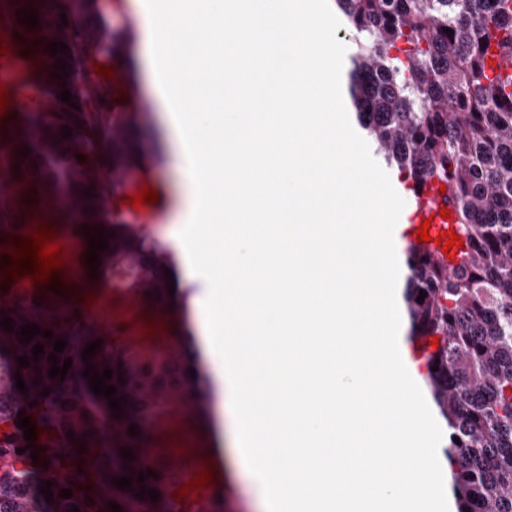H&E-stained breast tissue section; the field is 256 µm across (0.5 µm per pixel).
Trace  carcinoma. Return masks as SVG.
Wrapping results in <instances>:
<instances>
[{"instance_id":"cac0c4a2","label":"carcinoma","mask_w":512,"mask_h":512,"mask_svg":"<svg viewBox=\"0 0 512 512\" xmlns=\"http://www.w3.org/2000/svg\"><path fill=\"white\" fill-rule=\"evenodd\" d=\"M335 2L344 26L363 37L347 70L360 128L415 206L422 205L426 184L445 185L444 201L464 243L450 262L406 241L403 292L408 342L420 346L417 369L448 429L443 455L456 512H512V73L491 65L512 62V0ZM30 8L39 18L33 29L17 16ZM54 41L67 44L68 54L51 55L47 46ZM0 42L14 53L18 81L45 92L39 110L0 123V319L14 320L11 332L0 326V427L8 425L0 430V512H71L73 505L78 512H111V502L121 512H223L221 500L211 510L202 500L179 497L185 476L166 463L157 429L173 402L191 395L200 405L208 397L190 338L179 337L177 353L163 341L126 340L137 313L167 309L174 296L186 300L166 286L165 270L176 268L173 255L104 206L127 197L140 178L135 130L144 110L122 112L115 82L94 66L112 65L132 39L108 28L97 0H81L77 15L65 0H0ZM58 60L66 61L65 88L78 110L58 97L65 89L54 76ZM65 126L72 130L67 138ZM26 148L31 153L20 154ZM83 224L105 229L109 248L98 274L123 295L131 314L106 329L69 298L84 290L89 275L86 260L69 246L85 238ZM37 226L53 228L54 243L64 245V270L49 284L22 272L31 269L29 259L13 269L18 279L10 277L15 246ZM32 323L53 338L40 334L20 343V327ZM57 339L67 341L55 354L58 366L72 360L63 381L48 377ZM98 339L95 356L82 361L86 344ZM435 340L439 346L431 351ZM38 343L44 349L36 363ZM23 355L30 366H19ZM87 363L113 371L106 384L117 388L115 397L127 398L121 417L89 389L82 376ZM17 372L25 394L16 388ZM20 411L36 427L30 449L17 427ZM131 424L135 437L128 434ZM122 447L134 460L119 455ZM33 450L39 451L34 468ZM148 469L153 475L137 482ZM122 476L132 477L131 489L112 484ZM47 481L51 503L39 490ZM141 486L159 492L158 501L137 497ZM63 489L72 497L59 496Z\"/></svg>"}]
</instances>
